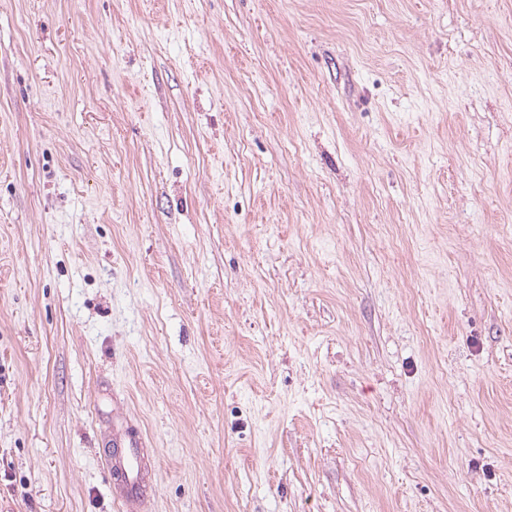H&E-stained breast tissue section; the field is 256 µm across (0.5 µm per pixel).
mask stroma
Listing matches in <instances>:
<instances>
[{"label": "stroma", "instance_id": "1", "mask_svg": "<svg viewBox=\"0 0 512 512\" xmlns=\"http://www.w3.org/2000/svg\"><path fill=\"white\" fill-rule=\"evenodd\" d=\"M512 512V0H0V512ZM147 435L126 418L112 416V448L105 464L122 512H143L144 504L155 496V466Z\"/></svg>", "mask_w": 512, "mask_h": 512}]
</instances>
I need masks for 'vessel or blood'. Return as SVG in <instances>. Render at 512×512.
<instances>
[{
  "label": "vessel or blood",
  "mask_w": 512,
  "mask_h": 512,
  "mask_svg": "<svg viewBox=\"0 0 512 512\" xmlns=\"http://www.w3.org/2000/svg\"><path fill=\"white\" fill-rule=\"evenodd\" d=\"M147 435L126 418L112 419V446L105 464L115 490L120 512H143L156 493L155 466Z\"/></svg>",
  "instance_id": "obj_1"
}]
</instances>
